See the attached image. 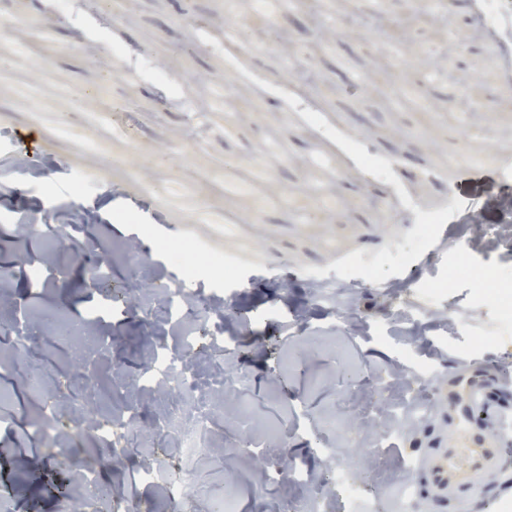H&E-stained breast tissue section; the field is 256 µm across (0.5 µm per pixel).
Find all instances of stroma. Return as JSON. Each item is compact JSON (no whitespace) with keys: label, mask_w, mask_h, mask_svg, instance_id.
Here are the masks:
<instances>
[{"label":"stroma","mask_w":512,"mask_h":512,"mask_svg":"<svg viewBox=\"0 0 512 512\" xmlns=\"http://www.w3.org/2000/svg\"><path fill=\"white\" fill-rule=\"evenodd\" d=\"M372 0H295L270 21L251 16L250 0H81L78 16L57 0H0V51L24 42L30 52L0 65V141L37 136L47 177L13 171V154H0V175L11 192L0 196V268L14 277L16 300L30 302L26 277L45 249L19 233L14 218L26 209L64 227L71 241L49 275L54 288L41 305L62 308L73 320L94 312L98 293L80 266L110 263L114 285L134 276L157 278L209 297H232L224 324L234 344L224 367L247 380L225 391V414L244 410L246 428L225 424L219 449L172 466L190 472L203 495L190 512H209L231 496L238 512H308L297 482H258L252 448L277 444L287 423V461L302 475L329 482L325 449L347 470L349 497L320 512H496L512 499V452L482 489L435 508L406 499L419 485L417 458L451 429L435 406L398 427L392 405L406 394L404 380H420L425 397L464 361L489 357L512 370V323L501 317L497 289H512V247L488 235L512 225V84L495 75V56L471 37L469 0H447L454 26L432 23L440 44L456 41L447 67L428 87L422 105L400 102L408 78L428 67L413 47L393 53L368 23ZM343 24L332 42L318 31L325 14ZM56 19L51 44L35 32ZM234 44L224 42L226 29ZM112 61L105 81L100 59ZM164 59L163 79L153 71ZM225 84L224 118L197 137L172 97L204 111L208 82ZM484 95L491 121L483 138L458 129L455 107L464 94ZM123 102L130 140L108 136L96 119ZM67 121L77 138L57 134ZM279 153L266 158L265 144ZM394 160L392 183L368 179L359 153ZM85 179L84 194L73 186ZM331 194L335 209L305 220L302 207ZM224 217L199 224L196 205ZM439 223L421 232L423 218ZM459 238L449 248L442 229ZM191 235L206 252L223 253L232 277L181 269L157 254L161 239ZM143 265H133L130 248ZM358 282L338 300L319 299L311 281ZM435 282L441 295L422 291ZM409 317L392 322L395 309ZM109 351L90 357L96 380L109 384L146 362L147 329L124 310L101 318ZM0 343V452L11 493L0 512H67L59 490L70 471L34 475L25 458L41 459L52 441L37 431L36 398L14 375Z\"/></svg>","instance_id":"35a3bbf8"}]
</instances>
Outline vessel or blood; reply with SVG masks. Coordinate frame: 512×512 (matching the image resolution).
<instances>
[{
    "label": "vessel or blood",
    "instance_id": "b4317fda",
    "mask_svg": "<svg viewBox=\"0 0 512 512\" xmlns=\"http://www.w3.org/2000/svg\"><path fill=\"white\" fill-rule=\"evenodd\" d=\"M487 370L473 362L468 373L449 377L436 393V402L448 412L453 440H441L422 458L425 483L421 497L440 503L477 490L498 470L512 441V417L492 410Z\"/></svg>",
    "mask_w": 512,
    "mask_h": 512
}]
</instances>
